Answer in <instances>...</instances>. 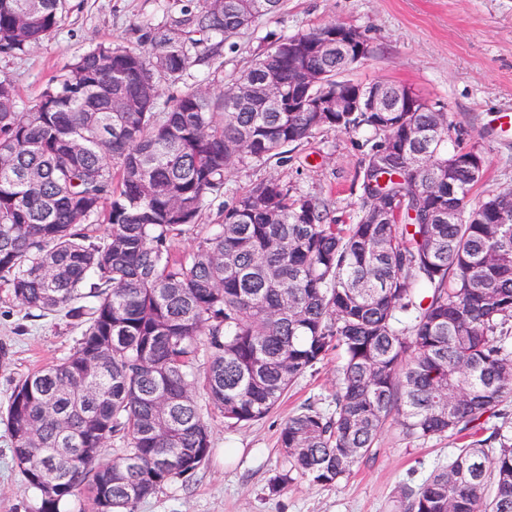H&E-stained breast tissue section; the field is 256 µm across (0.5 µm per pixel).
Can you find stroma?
I'll return each instance as SVG.
<instances>
[{
  "label": "stroma",
  "instance_id": "1",
  "mask_svg": "<svg viewBox=\"0 0 512 512\" xmlns=\"http://www.w3.org/2000/svg\"><path fill=\"white\" fill-rule=\"evenodd\" d=\"M188 0H67L58 28L41 46L20 58L0 57V72L19 90V108L28 111L47 79L84 50L113 41L140 50L145 31L180 17ZM329 22L363 31L371 56L346 72L355 83L383 81L414 90L450 112L464 125L485 158V175L472 200L512 189V129L499 125L512 113V0H285L282 11L222 46L218 65H196L177 82H163L164 97L196 89H222L230 76L254 61L284 35ZM370 134L361 130L317 132L288 154L236 168L224 182V202L250 185L275 179L289 188L327 201L341 223L359 215L358 173ZM79 335L64 315L28 318L0 290V414L19 379L65 356ZM340 353H331L305 373L264 419L237 426L200 401L213 432L209 461L143 501L137 512H398L403 488L418 489L455 444L445 437L408 439L388 426L376 456L357 465L339 484L321 487L297 478L281 491L270 481L288 463L278 435L301 407L329 409L336 391ZM38 494L17 468L11 440L0 423V512H35Z\"/></svg>",
  "mask_w": 512,
  "mask_h": 512
}]
</instances>
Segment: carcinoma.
<instances>
[{"label":"carcinoma","instance_id":"obj_1","mask_svg":"<svg viewBox=\"0 0 512 512\" xmlns=\"http://www.w3.org/2000/svg\"><path fill=\"white\" fill-rule=\"evenodd\" d=\"M65 5L0 0V55L40 45ZM283 7L197 0L141 35L147 51L90 47L27 112L0 74V288L26 317L62 313L80 328L66 357L17 382L4 416L37 512H66L84 493L93 512H136L209 460L199 395L228 424L258 421L333 351L334 408L308 405L281 428L288 472L336 485L392 420L415 439H469L402 491L403 512H512V194L471 203L485 160L468 130L429 103L336 111V96L363 88L336 81L354 65L344 48L317 61L321 83L301 85L283 51L332 22L276 40L222 91L162 100L161 80ZM318 103L326 111H307ZM325 129L371 133L356 223L266 180L221 205L214 235L175 252L232 170L284 162ZM486 416L503 422L485 437Z\"/></svg>","mask_w":512,"mask_h":512}]
</instances>
